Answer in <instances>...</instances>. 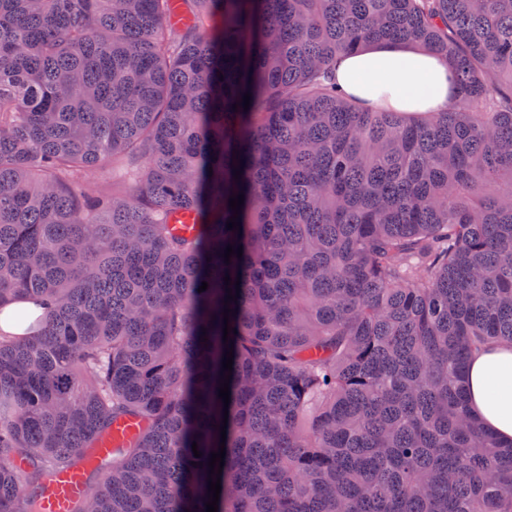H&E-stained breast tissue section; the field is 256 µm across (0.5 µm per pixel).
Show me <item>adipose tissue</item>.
<instances>
[{"label":"adipose tissue","instance_id":"obj_1","mask_svg":"<svg viewBox=\"0 0 512 512\" xmlns=\"http://www.w3.org/2000/svg\"><path fill=\"white\" fill-rule=\"evenodd\" d=\"M336 83L347 96L394 112H441L457 95L447 63L408 42L373 43L343 56ZM466 382L472 418L512 441V345L491 342L476 351Z\"/></svg>","mask_w":512,"mask_h":512}]
</instances>
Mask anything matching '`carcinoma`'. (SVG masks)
<instances>
[{
    "mask_svg": "<svg viewBox=\"0 0 512 512\" xmlns=\"http://www.w3.org/2000/svg\"><path fill=\"white\" fill-rule=\"evenodd\" d=\"M384 41L458 100L346 97L337 58ZM14 297L45 313L0 339V512L78 469L70 512H206L210 479L218 512H512V444L465 388L512 344V0H0Z\"/></svg>",
    "mask_w": 512,
    "mask_h": 512,
    "instance_id": "cac0c4a2",
    "label": "carcinoma"
}]
</instances>
